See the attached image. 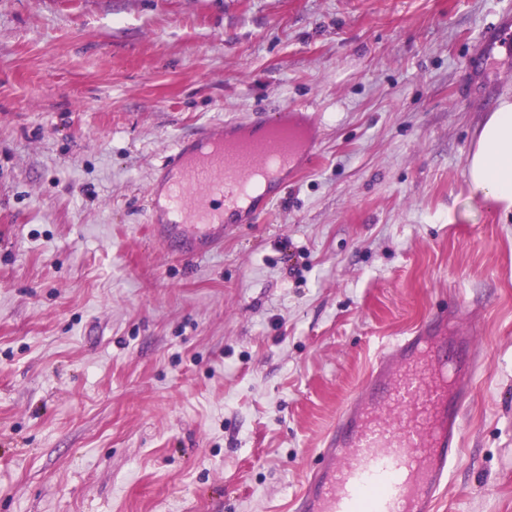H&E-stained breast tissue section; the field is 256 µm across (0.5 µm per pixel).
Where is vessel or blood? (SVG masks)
<instances>
[{"label":"vessel or blood","mask_w":512,"mask_h":512,"mask_svg":"<svg viewBox=\"0 0 512 512\" xmlns=\"http://www.w3.org/2000/svg\"><path fill=\"white\" fill-rule=\"evenodd\" d=\"M313 114L281 109L247 124L226 119L179 139L151 183L148 222L183 257L202 256L240 225L258 223L275 195L318 153ZM464 307L440 311L382 348L359 396L340 414L292 512H435L463 453V407L482 365Z\"/></svg>","instance_id":"obj_1"}]
</instances>
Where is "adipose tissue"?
Returning a JSON list of instances; mask_svg holds the SVG:
<instances>
[{
    "label": "adipose tissue",
    "mask_w": 512,
    "mask_h": 512,
    "mask_svg": "<svg viewBox=\"0 0 512 512\" xmlns=\"http://www.w3.org/2000/svg\"><path fill=\"white\" fill-rule=\"evenodd\" d=\"M467 177L472 195L492 208L512 211V101L500 100L480 127Z\"/></svg>",
    "instance_id": "obj_1"
}]
</instances>
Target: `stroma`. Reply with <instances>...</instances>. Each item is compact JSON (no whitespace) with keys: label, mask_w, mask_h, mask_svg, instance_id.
Masks as SVG:
<instances>
[{"label":"stroma","mask_w":512,"mask_h":512,"mask_svg":"<svg viewBox=\"0 0 512 512\" xmlns=\"http://www.w3.org/2000/svg\"><path fill=\"white\" fill-rule=\"evenodd\" d=\"M512 0H0V512H290L380 350L472 312L438 512H512V213L466 159ZM305 107L316 159L185 260L147 223L183 135Z\"/></svg>","instance_id":"obj_1"}]
</instances>
